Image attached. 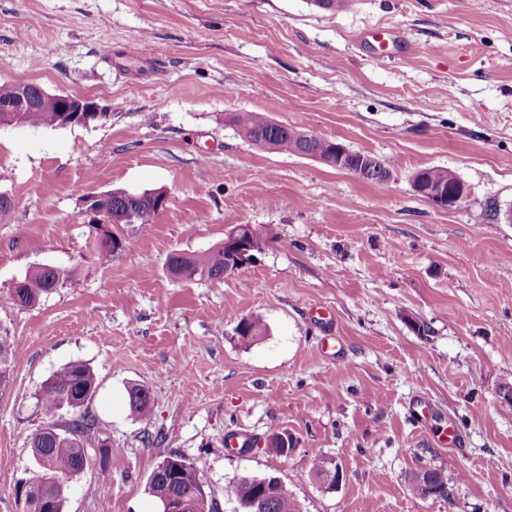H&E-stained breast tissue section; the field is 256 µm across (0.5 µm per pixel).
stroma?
Masks as SVG:
<instances>
[{
  "instance_id": "1",
  "label": "stroma",
  "mask_w": 512,
  "mask_h": 512,
  "mask_svg": "<svg viewBox=\"0 0 512 512\" xmlns=\"http://www.w3.org/2000/svg\"><path fill=\"white\" fill-rule=\"evenodd\" d=\"M388 29L405 40L379 46ZM95 102L65 128L0 127V331L20 354L0 390V512L47 420L42 383L71 362L98 382L89 409L111 449L68 483L64 512H159L152 469L171 450L228 482L279 474L303 512H512V0H0V82ZM262 112L390 164L379 185L244 140L224 117ZM468 189L441 209L422 168ZM161 190L149 224L89 223L87 196ZM238 224L276 239L219 283L166 265ZM123 246L101 260L103 233ZM72 269L31 307L34 265ZM266 332L241 343L240 318ZM146 387L133 413L126 388ZM455 425L459 439L443 436ZM275 433L288 455L266 453ZM154 437L156 445L145 442ZM345 478L324 490L314 456ZM438 468L451 501L415 496ZM426 169H428L429 178L437 184H442L445 188L456 186L461 179L457 172L450 168L429 167ZM423 173V170H419L413 175L412 184L415 186L414 190L434 205L454 207L458 206L467 197V190L464 184L453 191L445 190L442 185L427 184Z\"/></svg>"
}]
</instances>
